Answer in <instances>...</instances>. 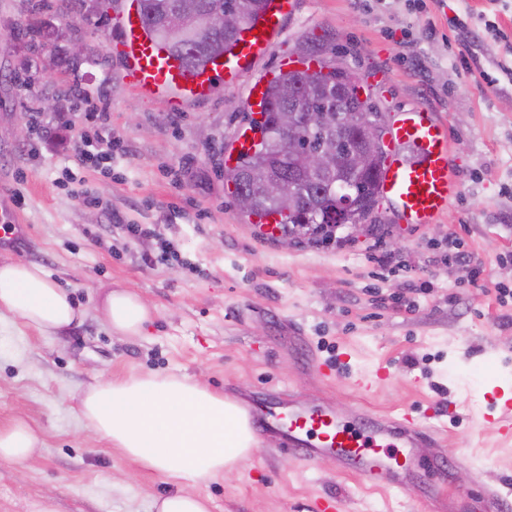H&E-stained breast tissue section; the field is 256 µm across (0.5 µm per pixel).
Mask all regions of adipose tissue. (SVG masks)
I'll return each instance as SVG.
<instances>
[{
	"instance_id": "ef3b65f1",
	"label": "adipose tissue",
	"mask_w": 512,
	"mask_h": 512,
	"mask_svg": "<svg viewBox=\"0 0 512 512\" xmlns=\"http://www.w3.org/2000/svg\"><path fill=\"white\" fill-rule=\"evenodd\" d=\"M1 309L44 332L64 329L80 315L46 270L16 262L0 264ZM100 311L120 335L141 334L151 317L143 299L127 290L108 292ZM80 409L100 440L169 479L173 489L155 498V512H209L189 486L243 467L257 444L236 399L182 375L107 377L84 394Z\"/></svg>"
}]
</instances>
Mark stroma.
I'll return each mask as SVG.
<instances>
[{
    "label": "stroma",
    "mask_w": 512,
    "mask_h": 512,
    "mask_svg": "<svg viewBox=\"0 0 512 512\" xmlns=\"http://www.w3.org/2000/svg\"><path fill=\"white\" fill-rule=\"evenodd\" d=\"M296 0L269 51L237 87L182 111L132 89L111 44L128 0L108 13L39 0L48 37L24 42L11 28L24 0H0V209L19 222L0 230V263L43 267L82 310L45 333L0 311V427L22 420L40 443L21 461L0 459V512H150L167 477L98 440L79 407L101 376H197L236 400L270 394L328 403L338 412L423 415L437 443L424 457L451 471L420 474L421 503L381 490L329 462L289 456L259 437L248 466L193 491L210 512H309L341 497L347 512H443L449 497L479 489L478 475L512 481V445L484 429L494 389L512 390V0ZM83 44L80 58L71 42ZM314 56L374 80L384 117L420 106L443 120L459 191L435 223H401L379 201L349 243L284 247L243 217L224 179V158L243 128L248 86L281 58ZM107 111L108 171L75 166L45 138L67 116L79 139ZM115 213L155 234L129 238ZM480 263L472 281L448 256L449 240ZM381 242L398 264L381 265ZM175 256L156 263L161 243ZM129 290L152 308L142 335L119 336L98 304ZM385 366L369 392L356 376ZM440 415L427 417L428 408Z\"/></svg>",
    "instance_id": "35a3bbf8"
}]
</instances>
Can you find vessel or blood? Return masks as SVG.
<instances>
[{"label":"vessel or blood","mask_w":512,"mask_h":512,"mask_svg":"<svg viewBox=\"0 0 512 512\" xmlns=\"http://www.w3.org/2000/svg\"><path fill=\"white\" fill-rule=\"evenodd\" d=\"M294 7L295 0H267L259 16L242 26L222 58L196 73L186 71L164 44L148 35L134 5L121 16L114 49L125 62L123 77L129 86L169 96L176 109L185 101L209 98L217 83L233 87L270 48ZM271 81L266 75L250 86L245 99L248 111H264ZM387 150L381 197L404 223H434L458 192L444 123L424 107L399 113L388 125ZM256 420L261 432L285 435L289 455L307 462L331 461L375 487L415 494L419 491L416 475L442 467L441 461L416 457L427 431L409 410L386 414L364 410L347 419L337 415L335 406H310L295 397L284 405L269 402ZM484 422L487 429L511 441L512 396L501 398L496 413L485 416ZM454 512H502V500L484 488L471 498L457 500Z\"/></svg>","instance_id":"obj_1"}]
</instances>
